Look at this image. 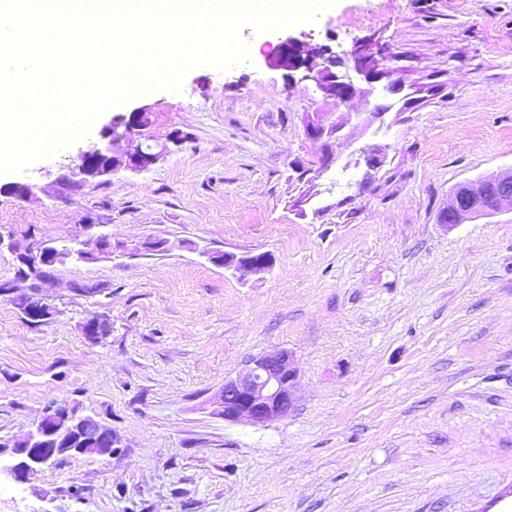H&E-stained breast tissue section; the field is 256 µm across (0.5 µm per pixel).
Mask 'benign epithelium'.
<instances>
[{
	"mask_svg": "<svg viewBox=\"0 0 512 512\" xmlns=\"http://www.w3.org/2000/svg\"><path fill=\"white\" fill-rule=\"evenodd\" d=\"M354 69L373 79L390 73L386 65L388 57L380 49L372 55L363 46L351 51ZM269 63L281 66L290 72L302 73L301 79L314 82L320 89L338 99H346L353 88L342 81L332 68L336 57L329 56L322 63L314 64L303 57L298 40L286 38ZM152 125L149 108L137 107L129 114H119L102 126L99 131L103 146L81 152L67 173L59 178L60 188L77 192L86 184L114 176L122 171L142 173L152 169L171 151L179 146L185 135L176 131L169 135L168 143L157 145L150 134ZM119 139L137 141L134 149L116 154L111 146ZM512 179V168L499 173L482 176L464 184L462 194H454L448 202V215L464 222L474 210L485 215L512 211V195L497 192V186ZM110 240L106 225L92 219L81 225L72 236L77 260L87 262L102 256L111 257L113 251L103 248ZM51 239L28 238L24 244L0 237V252L7 251L17 261L16 275L26 280L28 275L43 273V266L52 254ZM207 260L229 271L244 281L269 272L273 266L270 253L259 261L254 252L235 253L229 251H201ZM15 288L9 282L0 290L1 295H10L24 317L46 322L57 314V307L40 290L13 295ZM298 371L289 351L282 349L249 359L246 368L233 378L224 380L216 413L226 421L247 422L264 425L283 419L295 406ZM119 444L112 427L90 415H79L65 407L46 411L35 423L26 443L12 448L14 464L10 472L19 482L51 461L83 455H110L112 447Z\"/></svg>",
	"mask_w": 512,
	"mask_h": 512,
	"instance_id": "1",
	"label": "benign epithelium"
}]
</instances>
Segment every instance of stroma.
I'll use <instances>...</instances> for the list:
<instances>
[{"label":"stroma","instance_id":"35a3bbf8","mask_svg":"<svg viewBox=\"0 0 512 512\" xmlns=\"http://www.w3.org/2000/svg\"><path fill=\"white\" fill-rule=\"evenodd\" d=\"M239 36L249 62L194 67L180 91L113 106L0 173V234L63 244L91 217L139 247L55 267L46 323L0 296V512H512V212L446 218L457 185L512 167V0H334ZM289 36L312 58L385 46L400 94L350 65L344 103L289 79L268 63ZM142 105L156 142L184 143L58 191L100 128ZM312 121L336 129L329 166ZM13 182L35 198L2 193ZM155 239L171 250H142ZM205 249L274 265L241 281ZM101 315L112 331L93 344L81 326ZM280 349L299 371L288 417L216 415L225 378ZM59 405L112 426L119 448L15 482L14 443Z\"/></svg>","mask_w":512,"mask_h":512}]
</instances>
